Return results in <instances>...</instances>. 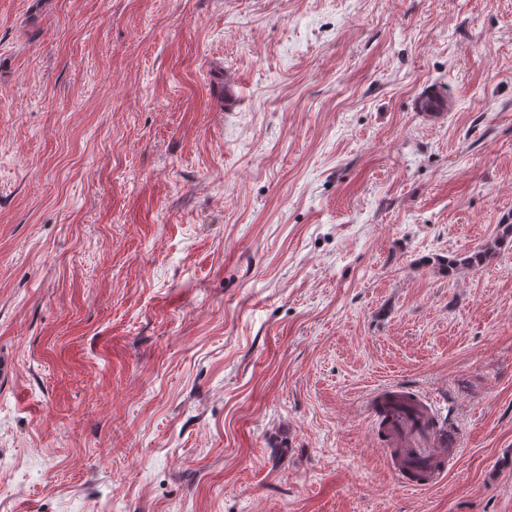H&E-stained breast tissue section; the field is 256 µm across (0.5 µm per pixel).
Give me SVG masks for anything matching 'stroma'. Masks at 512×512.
<instances>
[{"instance_id": "obj_1", "label": "stroma", "mask_w": 512, "mask_h": 512, "mask_svg": "<svg viewBox=\"0 0 512 512\" xmlns=\"http://www.w3.org/2000/svg\"><path fill=\"white\" fill-rule=\"evenodd\" d=\"M506 215L512 0H0V512H512ZM416 110L424 112L429 117L443 115V112H453L454 104L451 99L439 90L431 89L420 95L416 101ZM512 217L505 219L502 224H499L500 232L486 242L480 249L473 252H464L463 254L456 255L449 258L447 261L448 275L457 273L462 270H477L483 265L488 264L504 247L512 244ZM368 408L401 483L414 489L439 485L460 451L456 424H446L434 405H425L402 388L395 395L387 388L377 389Z\"/></svg>"}]
</instances>
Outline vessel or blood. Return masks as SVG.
Returning a JSON list of instances; mask_svg holds the SVG:
<instances>
[{
  "label": "vessel or blood",
  "mask_w": 512,
  "mask_h": 512,
  "mask_svg": "<svg viewBox=\"0 0 512 512\" xmlns=\"http://www.w3.org/2000/svg\"><path fill=\"white\" fill-rule=\"evenodd\" d=\"M417 111L436 117L453 111L451 99L431 89L416 101ZM368 408L377 436L402 484L414 489L439 485L460 448L455 423L440 420L434 406L406 391L372 393Z\"/></svg>",
  "instance_id": "vessel-or-blood-1"
}]
</instances>
